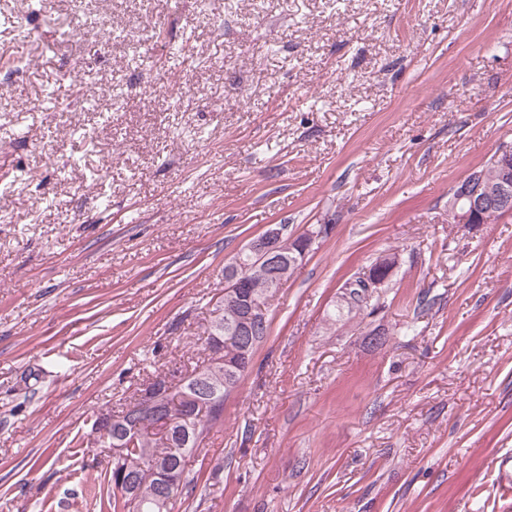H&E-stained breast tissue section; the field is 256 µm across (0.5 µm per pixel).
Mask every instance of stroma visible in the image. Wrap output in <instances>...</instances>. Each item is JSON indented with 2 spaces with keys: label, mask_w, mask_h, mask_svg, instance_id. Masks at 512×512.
I'll list each match as a JSON object with an SVG mask.
<instances>
[{
  "label": "stroma",
  "mask_w": 512,
  "mask_h": 512,
  "mask_svg": "<svg viewBox=\"0 0 512 512\" xmlns=\"http://www.w3.org/2000/svg\"><path fill=\"white\" fill-rule=\"evenodd\" d=\"M78 10L100 26L59 40ZM510 145L512 0H0V512H99L96 414L205 358L271 224L331 230L174 512H512V214L448 221ZM393 252L378 308L331 325Z\"/></svg>",
  "instance_id": "obj_1"
}]
</instances>
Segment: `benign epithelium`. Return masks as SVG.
<instances>
[{
  "label": "benign epithelium",
  "mask_w": 512,
  "mask_h": 512,
  "mask_svg": "<svg viewBox=\"0 0 512 512\" xmlns=\"http://www.w3.org/2000/svg\"><path fill=\"white\" fill-rule=\"evenodd\" d=\"M498 171L497 179L488 182L482 172L472 170L451 190L448 201V217L453 224L473 226L482 223L484 215L495 213H512V148L504 147L493 156ZM284 228L280 225L270 226L261 236L248 245L249 257L264 263L268 270V287L276 291L288 279L290 268L303 261L315 237L304 244H298L289 251L284 250L282 237ZM224 275L236 282L233 288L224 290L222 307L214 313V327L219 335L213 337L211 348L215 354L217 368L196 375L199 385L216 387L222 383V375L241 371L248 367L250 339L254 336L258 322L266 321V306L248 289L245 268L241 260L226 265ZM231 319L230 334L238 337L240 349L235 360L221 358L224 347V319ZM172 393L170 379L164 378L146 385L140 392L131 416L149 414L155 416L165 427L173 426L193 416L202 403L195 396V389H186L181 394L179 414H174L167 396ZM116 418L112 413L97 416L94 433L99 441L110 445L108 457L112 460L126 458V453L137 441V427L126 426V434L120 438L112 436ZM150 473L158 479L160 498L172 493L177 485L176 470L153 463Z\"/></svg>",
  "instance_id": "7a95c632"
}]
</instances>
